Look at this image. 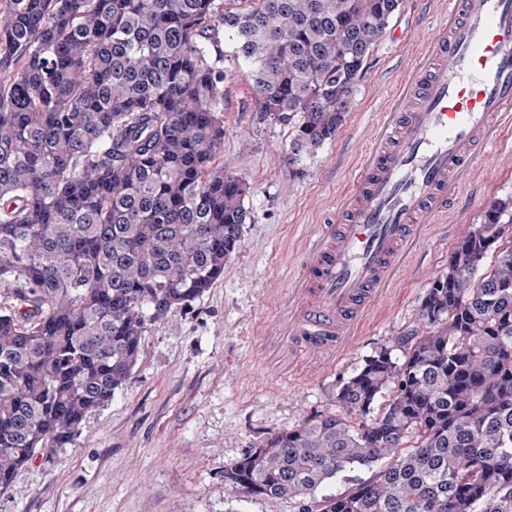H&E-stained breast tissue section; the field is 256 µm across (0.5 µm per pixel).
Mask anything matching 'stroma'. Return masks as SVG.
Returning <instances> with one entry per match:
<instances>
[{
    "mask_svg": "<svg viewBox=\"0 0 512 512\" xmlns=\"http://www.w3.org/2000/svg\"><path fill=\"white\" fill-rule=\"evenodd\" d=\"M440 13L430 0H404L335 138L297 171L281 160L290 127L259 119L247 68L224 37V150L216 163L252 187L242 246L222 280L151 328L127 384L87 416L74 443L19 471L0 492V512H293L285 501L228 493L225 466L266 436L329 410L337 378L415 323L463 227L479 223L490 200L512 195V152H505L486 180L462 188L446 223L428 225L342 355L313 358L275 340L300 255L350 187L383 88L406 65L408 42Z\"/></svg>",
    "mask_w": 512,
    "mask_h": 512,
    "instance_id": "stroma-1",
    "label": "stroma"
}]
</instances>
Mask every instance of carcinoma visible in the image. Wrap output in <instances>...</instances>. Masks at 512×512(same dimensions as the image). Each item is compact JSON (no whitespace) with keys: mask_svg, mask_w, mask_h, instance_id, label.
<instances>
[{"mask_svg":"<svg viewBox=\"0 0 512 512\" xmlns=\"http://www.w3.org/2000/svg\"><path fill=\"white\" fill-rule=\"evenodd\" d=\"M402 4L0 0L1 491L72 444L241 246L250 187L215 167L220 34L260 120L292 128L291 168L336 136ZM418 317L338 377L333 409L227 464V491L294 512H512V196L463 229Z\"/></svg>","mask_w":512,"mask_h":512,"instance_id":"carcinoma-1","label":"carcinoma"}]
</instances>
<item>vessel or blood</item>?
Listing matches in <instances>:
<instances>
[{
	"label": "vessel or blood",
	"instance_id": "vessel-or-blood-1",
	"mask_svg": "<svg viewBox=\"0 0 512 512\" xmlns=\"http://www.w3.org/2000/svg\"><path fill=\"white\" fill-rule=\"evenodd\" d=\"M386 95L360 174L306 249L285 321L293 348L335 354L422 225L512 135V0H448Z\"/></svg>",
	"mask_w": 512,
	"mask_h": 512
}]
</instances>
